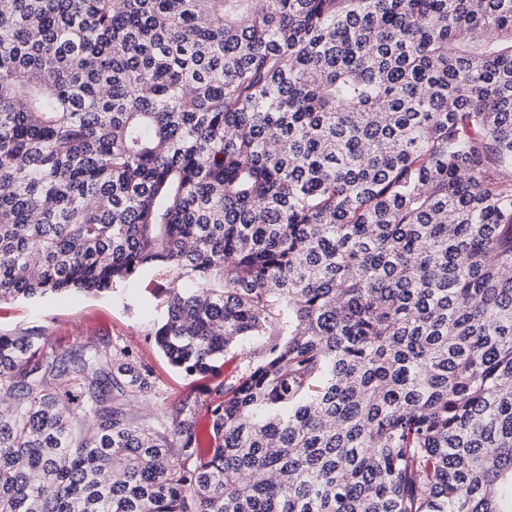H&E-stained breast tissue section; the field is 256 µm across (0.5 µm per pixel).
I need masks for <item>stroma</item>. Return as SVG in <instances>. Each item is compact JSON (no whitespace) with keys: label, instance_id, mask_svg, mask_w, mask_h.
I'll list each match as a JSON object with an SVG mask.
<instances>
[{"label":"stroma","instance_id":"stroma-1","mask_svg":"<svg viewBox=\"0 0 512 512\" xmlns=\"http://www.w3.org/2000/svg\"><path fill=\"white\" fill-rule=\"evenodd\" d=\"M171 279V272L160 268L114 296L72 293L39 302L1 304L0 333L37 327L44 330L49 349L60 353L85 339L132 350L138 361L154 373L151 405L170 413L181 404H188L195 414L201 436L205 437L211 427L206 387L216 379L224 382L239 377L244 362L237 353L225 354L213 380L187 375L167 364L154 342L151 329L162 314L159 294L169 286Z\"/></svg>","mask_w":512,"mask_h":512}]
</instances>
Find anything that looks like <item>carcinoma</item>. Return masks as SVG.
<instances>
[{"instance_id":"cac0c4a2","label":"carcinoma","mask_w":512,"mask_h":512,"mask_svg":"<svg viewBox=\"0 0 512 512\" xmlns=\"http://www.w3.org/2000/svg\"><path fill=\"white\" fill-rule=\"evenodd\" d=\"M172 271L153 373L0 334V512H512V0H0V303Z\"/></svg>"}]
</instances>
